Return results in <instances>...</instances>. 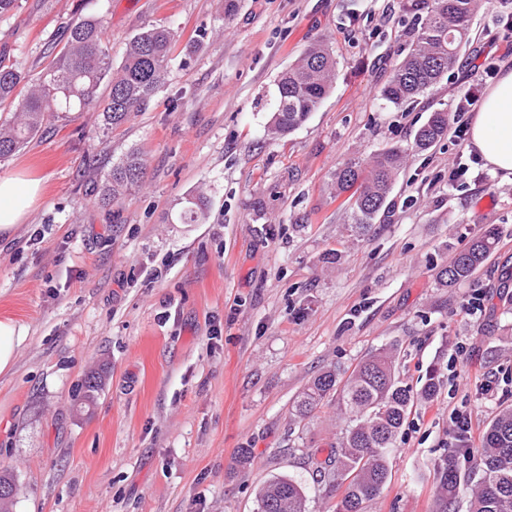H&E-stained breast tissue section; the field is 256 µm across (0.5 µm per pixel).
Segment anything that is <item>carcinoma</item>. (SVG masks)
Listing matches in <instances>:
<instances>
[{
	"mask_svg": "<svg viewBox=\"0 0 512 512\" xmlns=\"http://www.w3.org/2000/svg\"><path fill=\"white\" fill-rule=\"evenodd\" d=\"M480 0H423L426 13L414 32L408 50L393 68L381 91L389 105L400 107L425 95L453 67L456 52L468 34L469 21ZM101 16L80 17L67 27V37L52 61L31 74L6 57H0V105L12 112L0 124V160L25 147L60 113L98 107L103 128L110 129L144 109L164 86L168 64L176 48V35L165 27L151 26L131 37L119 65H114L104 38ZM336 58L322 41L312 43L276 81V106L267 135H288L315 111L329 94L336 78ZM448 135V113H433L416 133V146L425 151ZM404 164L399 147L385 148L367 163L351 160L332 175L335 196L348 194L352 224L363 230L383 213L389 194ZM144 163L130 152L112 164L102 182L87 190L104 205L138 185ZM206 201L198 194L186 199L179 219L196 224L204 218ZM495 247L490 229L441 265L437 280L453 288L478 271ZM398 345L391 344L368 355L344 381L334 371L314 377L297 400L298 418L338 395V419L346 424L343 439L334 450L336 482L343 488L337 512H364L389 477V457L395 439L414 402L434 397L431 378L420 391L405 385L396 371ZM461 469L453 453L439 467L442 512L454 503L461 485ZM17 485L12 473H0V512H9ZM258 512H306V492L298 480L276 476L258 493ZM467 512H512V405L491 421L479 452V476L472 479Z\"/></svg>",
	"mask_w": 512,
	"mask_h": 512,
	"instance_id": "carcinoma-1",
	"label": "carcinoma"
}]
</instances>
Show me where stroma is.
<instances>
[{"mask_svg":"<svg viewBox=\"0 0 512 512\" xmlns=\"http://www.w3.org/2000/svg\"><path fill=\"white\" fill-rule=\"evenodd\" d=\"M511 14L512 0H483L447 77L396 108L380 90L413 36L412 0H239L229 18L224 0H19L0 51L27 70L81 16H105L116 64L144 27L178 43L145 111L108 133L96 109L68 113L0 161V178L42 182L0 242V318L28 329L0 375L12 512H257L277 475L305 485L308 512H336L333 474L316 469L340 442L336 403L304 419L291 407L312 376L347 377L391 343L403 381L433 376L439 391L413 407L365 512H436L452 412L479 438L512 405V179L468 141L413 142L431 113L455 111L472 63L512 64ZM317 40L336 57L334 87L269 139L276 79ZM390 146L406 150L390 210L355 233L331 176ZM133 149L138 187L106 207L86 194ZM199 190L204 220L181 223ZM490 228L486 264L440 287L438 267ZM475 296L483 308L467 314ZM94 370L104 385L83 411Z\"/></svg>","mask_w":512,"mask_h":512,"instance_id":"obj_1","label":"stroma"}]
</instances>
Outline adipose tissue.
<instances>
[{"instance_id": "obj_1", "label": "adipose tissue", "mask_w": 512, "mask_h": 512, "mask_svg": "<svg viewBox=\"0 0 512 512\" xmlns=\"http://www.w3.org/2000/svg\"><path fill=\"white\" fill-rule=\"evenodd\" d=\"M470 144L486 166L512 177V69L491 86L470 123ZM41 192L37 179L0 178V235L12 237Z\"/></svg>"}]
</instances>
